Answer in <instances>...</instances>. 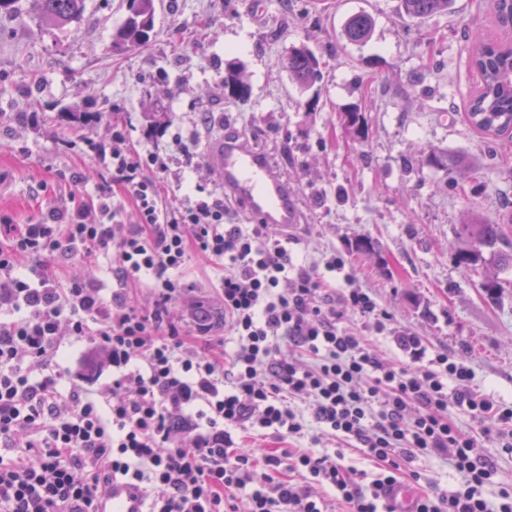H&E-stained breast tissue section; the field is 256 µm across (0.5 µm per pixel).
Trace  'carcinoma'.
Instances as JSON below:
<instances>
[{
  "label": "carcinoma",
  "mask_w": 512,
  "mask_h": 512,
  "mask_svg": "<svg viewBox=\"0 0 512 512\" xmlns=\"http://www.w3.org/2000/svg\"><path fill=\"white\" fill-rule=\"evenodd\" d=\"M137 7L130 8L131 15L113 35V46L145 47L154 29V0H130ZM452 0H399L403 14L410 18H426L448 12ZM85 0H32L33 10L40 24L64 29L79 18ZM493 11L497 26L503 31L512 30V3L494 0ZM372 19L367 14L353 16L346 27L347 37L354 42L365 40L371 31ZM480 77L479 89L470 101L467 113L469 123L489 138H497L512 131V46L503 42L485 44L482 55L473 63ZM288 68L302 85L313 81L320 71L317 56L304 47L292 50ZM250 98V87L234 65H229L224 75V99L236 103ZM421 161L429 167L446 171L453 159L445 152L433 149L421 153ZM509 224H462L458 238L463 245L455 253L458 263L475 264L484 260V252L504 265L512 266V238ZM511 253L505 254L502 248Z\"/></svg>",
  "instance_id": "1"
}]
</instances>
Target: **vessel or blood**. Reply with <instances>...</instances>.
<instances>
[{
	"instance_id": "1",
	"label": "vessel or blood",
	"mask_w": 512,
	"mask_h": 512,
	"mask_svg": "<svg viewBox=\"0 0 512 512\" xmlns=\"http://www.w3.org/2000/svg\"><path fill=\"white\" fill-rule=\"evenodd\" d=\"M209 162L225 193L240 204L249 220L276 228L296 223L297 210L287 181L246 138L215 141L209 149ZM414 502L413 492L406 485L394 483L383 490L384 512H413ZM97 510L145 512L144 499L135 485L116 480L99 501Z\"/></svg>"
}]
</instances>
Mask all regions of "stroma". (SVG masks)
<instances>
[{
	"instance_id": "35a3bbf8",
	"label": "stroma",
	"mask_w": 512,
	"mask_h": 512,
	"mask_svg": "<svg viewBox=\"0 0 512 512\" xmlns=\"http://www.w3.org/2000/svg\"><path fill=\"white\" fill-rule=\"evenodd\" d=\"M489 4L455 0L448 13L412 20L398 0H261L248 9L242 0H156L148 46L116 49L127 0H86L80 19L61 31L40 29L31 0H17L0 12V214L35 221L53 201L36 188L59 169L84 174L76 200L111 189L100 154L111 150L116 126L132 150L165 157L169 203L222 193L209 146L243 131L294 197L293 260L342 253L357 286L392 314V332L370 334L372 351L410 364L392 333H413L468 365L476 389L512 400V267L455 259L460 225L512 214V139L482 137L465 119L477 85L475 37H503ZM360 12L373 26L353 43L343 30ZM301 45L321 62L305 88L288 70ZM231 61L251 88L243 103L224 100ZM89 100L99 114L92 121L80 116ZM160 105L171 119L156 134L149 114ZM353 108L363 116L360 137L344 126ZM429 147L457 167L421 165ZM365 240L372 247L363 251ZM222 276L221 267L192 258L182 277L193 291L173 303L204 347L225 338ZM488 279L498 281L497 296L484 292ZM410 467L431 493L462 481L439 458L418 457Z\"/></svg>"
}]
</instances>
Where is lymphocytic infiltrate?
<instances>
[{"instance_id":"obj_1","label":"lymphocytic infiltrate","mask_w":512,"mask_h":512,"mask_svg":"<svg viewBox=\"0 0 512 512\" xmlns=\"http://www.w3.org/2000/svg\"><path fill=\"white\" fill-rule=\"evenodd\" d=\"M110 159L112 193L81 204L56 196L30 224L0 219V512H96L116 479L139 486L147 512H329L334 499L382 512L384 485L419 480L406 471L418 456L449 461L462 481L419 497L417 512H512L495 460L473 453L479 434L512 452V402L475 391L470 367L429 354L413 334L396 338L412 366L373 353L364 329L385 332L392 316L342 254L297 265L291 236L234 223L222 197L168 204L164 159L131 151L122 129ZM194 253L224 267L231 352L200 347L174 316ZM102 254L111 285L92 265L67 273L74 256ZM350 313L363 329L340 327ZM87 338L112 369L96 394L61 354ZM310 423L359 444L379 469L371 490L341 453L299 447ZM236 428L284 447L256 467Z\"/></svg>"}]
</instances>
